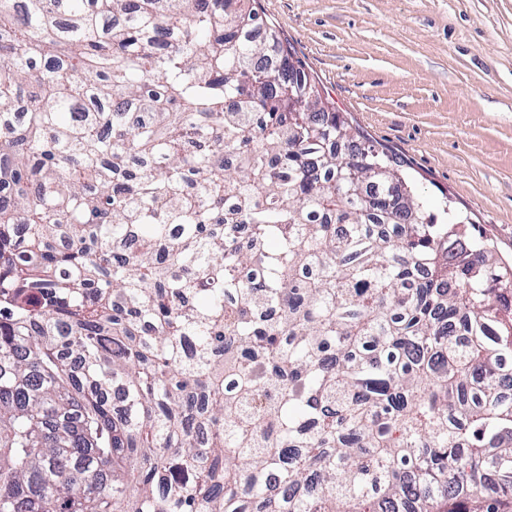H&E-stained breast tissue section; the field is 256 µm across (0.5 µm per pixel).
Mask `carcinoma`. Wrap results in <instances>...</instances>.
<instances>
[{
	"label": "carcinoma",
	"mask_w": 512,
	"mask_h": 512,
	"mask_svg": "<svg viewBox=\"0 0 512 512\" xmlns=\"http://www.w3.org/2000/svg\"><path fill=\"white\" fill-rule=\"evenodd\" d=\"M256 0H0V512H512V266Z\"/></svg>",
	"instance_id": "cac0c4a2"
}]
</instances>
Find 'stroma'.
<instances>
[{
  "mask_svg": "<svg viewBox=\"0 0 512 512\" xmlns=\"http://www.w3.org/2000/svg\"><path fill=\"white\" fill-rule=\"evenodd\" d=\"M323 97L512 260V0H258Z\"/></svg>",
  "mask_w": 512,
  "mask_h": 512,
  "instance_id": "obj_1",
  "label": "stroma"
}]
</instances>
